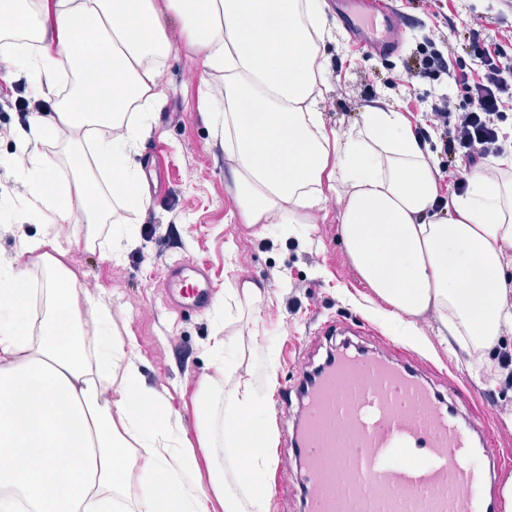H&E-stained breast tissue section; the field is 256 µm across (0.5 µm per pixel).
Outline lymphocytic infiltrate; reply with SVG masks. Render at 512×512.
<instances>
[{"label": "lymphocytic infiltrate", "mask_w": 512, "mask_h": 512, "mask_svg": "<svg viewBox=\"0 0 512 512\" xmlns=\"http://www.w3.org/2000/svg\"><path fill=\"white\" fill-rule=\"evenodd\" d=\"M486 29L480 18L466 26V47L477 64L476 71L451 72V57L435 51L420 61L423 77L452 74L469 105L460 110L451 97L439 98L430 107L431 128H417L416 134L423 140L437 135L444 154L461 159L469 167L502 154L499 124L506 106L512 104V55L499 40L488 36Z\"/></svg>", "instance_id": "1"}]
</instances>
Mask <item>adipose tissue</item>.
Here are the masks:
<instances>
[{"mask_svg":"<svg viewBox=\"0 0 512 512\" xmlns=\"http://www.w3.org/2000/svg\"><path fill=\"white\" fill-rule=\"evenodd\" d=\"M169 13L218 80L203 109L234 161L245 224L305 223L325 190L338 191L346 252L382 313L410 328L434 313L443 340L481 358L512 334V157L498 173L473 171L466 193L438 209L429 147L390 104L366 106L346 133L327 128L319 101L332 31L319 0H0L16 25L0 31V58L31 75L33 94L73 78L52 115L31 117L20 154L0 158L26 189L24 213L41 221L18 252L47 274L35 323L27 269L0 260V512H267L271 427L261 390L235 381L227 339L212 345L221 377L200 381L188 437L165 394L142 381L128 329L107 300L81 294L57 244L60 224L102 223L108 198L150 204L131 157L148 102L165 96L156 76L177 51ZM63 128L73 133L67 181L40 150ZM90 141L111 197L85 168ZM199 447L215 451L203 471L191 465ZM230 462L248 496L225 479Z\"/></svg>","mask_w":512,"mask_h":512,"instance_id":"1","label":"adipose tissue"}]
</instances>
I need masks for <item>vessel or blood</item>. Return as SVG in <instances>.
<instances>
[{
    "instance_id": "b4317fda",
    "label": "vessel or blood",
    "mask_w": 512,
    "mask_h": 512,
    "mask_svg": "<svg viewBox=\"0 0 512 512\" xmlns=\"http://www.w3.org/2000/svg\"><path fill=\"white\" fill-rule=\"evenodd\" d=\"M336 18L376 54L398 49L389 0H338ZM163 300L204 312L214 286L187 259L168 264ZM300 421L285 457L303 475L302 512H497L487 487L496 450L486 430L449 410L423 382L416 357L395 363L345 344L300 381Z\"/></svg>"
}]
</instances>
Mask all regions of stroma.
Listing matches in <instances>:
<instances>
[{
  "instance_id": "stroma-1",
  "label": "stroma",
  "mask_w": 512,
  "mask_h": 512,
  "mask_svg": "<svg viewBox=\"0 0 512 512\" xmlns=\"http://www.w3.org/2000/svg\"><path fill=\"white\" fill-rule=\"evenodd\" d=\"M396 6L407 20L399 34L402 48L376 55L352 42L338 25L332 0L324 4L333 38L323 48L327 88L321 110L327 127L336 132L359 124L365 106L377 99L386 100L413 127L427 124V107L440 96L466 105L447 76L433 80L405 70L419 51H447L452 27L488 18L502 31L504 49L512 54V12L505 11L501 0H396ZM203 76L200 59L185 49L172 55L158 76L166 98L133 157L144 175L149 206L136 210L113 201L108 223L59 228L65 262L77 273L83 292L109 300L117 320L131 332L144 381L167 393L192 436L196 416L191 398L202 377L218 374L209 351L213 338L226 336L238 343L242 365L237 377L257 383L269 364L262 348L271 346L276 390L267 396L265 411L274 438L263 481L269 512H301V474L278 452L292 423L276 417L277 391L296 381L302 361H324L330 343L317 333L322 324H348L360 316L370 330L359 344L396 360L418 355L424 374L459 415L488 429L504 462L491 486L499 491L512 476V367L499 370L498 381L489 383L465 352L452 353L441 344L433 316L418 322L426 340L421 346L406 337L400 321L378 315L341 240L342 203L336 193H328L323 208L288 235L274 224L230 220L235 208L227 179L232 162L199 108ZM27 94L26 78L1 60V156L19 151L16 100ZM23 195L12 170L0 166V222L7 225L0 231V256L24 265L28 259L17 254L18 235H35L38 225L20 216ZM127 231L136 243L124 260L116 264L105 259L106 241ZM179 258L205 265L215 286L214 302L203 313L180 314L163 303L161 273L166 263ZM235 280L265 286L266 297L253 309L225 306L224 285Z\"/></svg>"
}]
</instances>
